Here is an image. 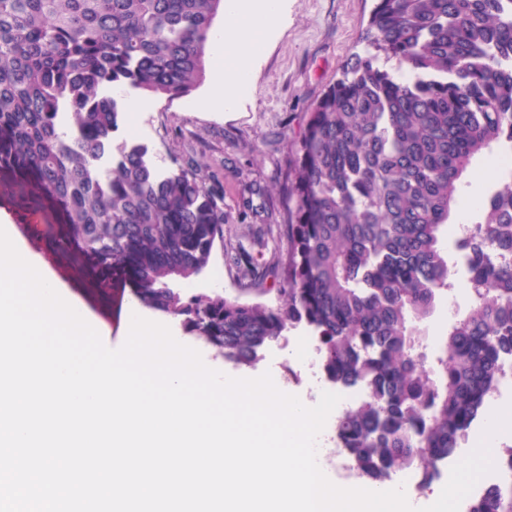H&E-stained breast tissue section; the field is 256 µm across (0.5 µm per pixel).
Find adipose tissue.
<instances>
[{"mask_svg": "<svg viewBox=\"0 0 512 512\" xmlns=\"http://www.w3.org/2000/svg\"><path fill=\"white\" fill-rule=\"evenodd\" d=\"M282 7V0H225L224 81L215 91L224 108L234 106L236 93L249 82L264 36L278 23Z\"/></svg>", "mask_w": 512, "mask_h": 512, "instance_id": "obj_1", "label": "adipose tissue"}]
</instances>
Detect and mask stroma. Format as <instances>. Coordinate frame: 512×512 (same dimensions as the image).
I'll list each match as a JSON object with an SVG mask.
<instances>
[{
	"label": "stroma",
	"instance_id": "1",
	"mask_svg": "<svg viewBox=\"0 0 512 512\" xmlns=\"http://www.w3.org/2000/svg\"><path fill=\"white\" fill-rule=\"evenodd\" d=\"M373 6V0H286L281 21L267 35L251 79L238 92L231 110L212 101L217 83L212 67L187 96L167 100L131 95L128 121L119 138L147 146L161 167L200 169L208 184L224 189V242L217 246L203 273L181 281L184 294L218 293L277 304L279 283L273 249L256 254L262 277L257 289L247 292L241 289L230 256L243 243L248 227L281 223L287 144L299 138L307 112L340 77L351 54L362 51L360 36ZM248 199L257 206V214L244 215L243 203ZM472 305L466 279H456L454 290L423 324L427 347L435 348L448 325ZM312 339L305 326L290 328L263 348L249 369L214 358L205 347L200 353L214 369L231 377L271 373L281 391L310 403L314 397L306 382L299 380L300 363L289 352Z\"/></svg>",
	"mask_w": 512,
	"mask_h": 512
}]
</instances>
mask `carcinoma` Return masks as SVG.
I'll use <instances>...</instances> for the list:
<instances>
[{
	"label": "carcinoma",
	"mask_w": 512,
	"mask_h": 512,
	"mask_svg": "<svg viewBox=\"0 0 512 512\" xmlns=\"http://www.w3.org/2000/svg\"><path fill=\"white\" fill-rule=\"evenodd\" d=\"M224 0H0V192L39 214L62 270L101 296L130 274L138 301L217 357L251 367L290 327L316 336L326 379L364 398L336 419L360 478L432 483L512 369V176L457 244L474 305L427 367L417 323L453 289L442 227L465 173L512 149V0H375L364 53L289 146L279 303L170 287L224 242V196L198 170L115 143L125 92L169 100L203 81ZM396 62L387 69L379 61ZM259 276L253 256L236 258ZM468 512H512L495 484Z\"/></svg>",
	"instance_id": "obj_1"
}]
</instances>
